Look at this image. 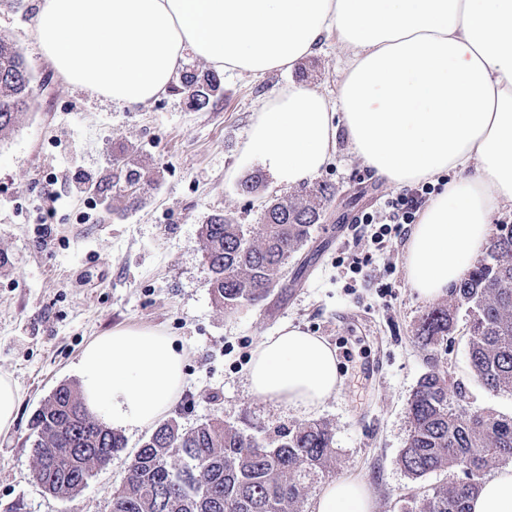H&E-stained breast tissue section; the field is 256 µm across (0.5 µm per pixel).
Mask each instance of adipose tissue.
Returning <instances> with one entry per match:
<instances>
[{
    "label": "adipose tissue",
    "mask_w": 512,
    "mask_h": 512,
    "mask_svg": "<svg viewBox=\"0 0 512 512\" xmlns=\"http://www.w3.org/2000/svg\"><path fill=\"white\" fill-rule=\"evenodd\" d=\"M34 37L74 87L120 108L167 92L185 57L219 71H292L328 39L344 51L335 100L294 85L257 113L243 153L279 182L318 175L345 137L373 175L438 185L412 228L408 279L433 299L479 256L490 218L512 206V0H37ZM185 353L155 329L96 337L77 364L81 397L106 425L152 426L184 385ZM247 384L306 416L338 390L336 352L289 324L252 352ZM470 512H512V466ZM314 512H374L368 483L325 485Z\"/></svg>",
    "instance_id": "ef3b65f1"
}]
</instances>
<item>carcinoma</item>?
<instances>
[{
    "label": "carcinoma",
    "instance_id": "carcinoma-1",
    "mask_svg": "<svg viewBox=\"0 0 512 512\" xmlns=\"http://www.w3.org/2000/svg\"><path fill=\"white\" fill-rule=\"evenodd\" d=\"M31 81L14 43L0 35V137L27 113ZM220 88L217 73L189 68L174 90L199 111ZM113 165V185L137 202L144 182L137 162L120 156ZM335 196L336 188L324 183L271 199L257 226L211 215L201 240L215 303L232 313L266 297ZM460 309L468 317L473 376L492 393H512V224L498 225L485 255L448 291L446 301L424 313L418 338L427 345L443 340L454 326L452 312ZM461 401L448 374L432 370L419 380L408 404L403 469L413 478L444 470L464 477L411 500L405 512H468L487 469L512 462V417L462 411ZM31 429L34 480L61 499L84 487L93 469L108 465L124 447L123 437L97 420L69 384L57 387L36 410ZM335 459L333 433L325 422L259 435L219 418L191 428L170 418L136 451L112 488V512H304L309 489L329 475Z\"/></svg>",
    "mask_w": 512,
    "mask_h": 512
}]
</instances>
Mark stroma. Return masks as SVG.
I'll return each mask as SVG.
<instances>
[{
  "mask_svg": "<svg viewBox=\"0 0 512 512\" xmlns=\"http://www.w3.org/2000/svg\"><path fill=\"white\" fill-rule=\"evenodd\" d=\"M35 4L0 0V35L16 44L36 79L49 81L0 139V249L9 257L0 268V373L23 393L12 432L0 436V512H111L110 492L148 431L124 433L125 446L111 463L63 501L33 480L30 422L57 386L78 384L84 347L125 326L159 330L186 350L185 383L169 410L186 428L213 417L255 430L298 423L297 415L249 392L248 363L257 342L283 324L323 337L336 351L342 379L315 415L334 435V478L364 479L374 512H402L408 497L452 482L447 471L410 478L400 463L410 429L407 402L420 378L435 367L447 371L469 411L512 416V395L492 394L472 375L464 312L456 313L447 341L418 342L430 302L407 276L412 227L401 225L386 250L371 252L369 230L357 218L377 210L396 187L371 177L346 141L317 177L335 184L341 198L327 205L279 285L232 314L212 300L202 224L217 212L237 224L259 223L265 201L292 192L270 177L257 193L240 190L252 171L241 148L254 114L292 80L335 98L343 76L335 41L290 76L223 74V94L209 109L193 110L171 91L129 110L55 75L32 36ZM124 148L151 177L139 206L108 207L77 188L86 176L108 181L113 155ZM51 194L58 203L48 223L43 205ZM345 251L372 253L371 280H352L337 266Z\"/></svg>",
  "mask_w": 512,
  "mask_h": 512,
  "instance_id": "1",
  "label": "stroma"
}]
</instances>
